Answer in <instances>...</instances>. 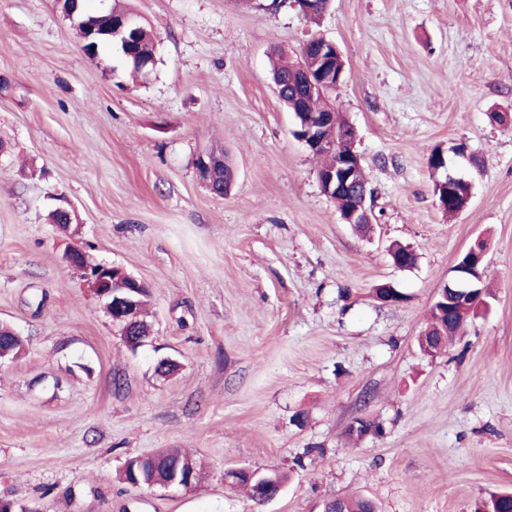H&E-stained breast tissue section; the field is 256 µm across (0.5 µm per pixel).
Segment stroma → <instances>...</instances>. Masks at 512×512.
<instances>
[{"mask_svg":"<svg viewBox=\"0 0 512 512\" xmlns=\"http://www.w3.org/2000/svg\"><path fill=\"white\" fill-rule=\"evenodd\" d=\"M155 36L149 77L87 56L56 0H0V498L14 512H474L512 490V0H124ZM334 41L332 95L374 191L367 234L341 222L321 161L273 91L274 50ZM504 122H497L495 114ZM472 182L446 216L428 157ZM224 150L212 195L195 158ZM73 210L70 229L52 224ZM485 241L490 294L447 353L418 347L458 255ZM409 246L396 268L391 244ZM150 287L151 336L123 343L66 259ZM405 296L389 306L373 290ZM178 364L156 374L157 358ZM359 418L383 433L353 440ZM186 450L195 487L134 488L126 458ZM287 474L260 506L228 471ZM329 510L334 512H376L375 503L364 496L344 497L334 499L329 504Z\"/></svg>","mask_w":512,"mask_h":512,"instance_id":"1","label":"stroma"}]
</instances>
